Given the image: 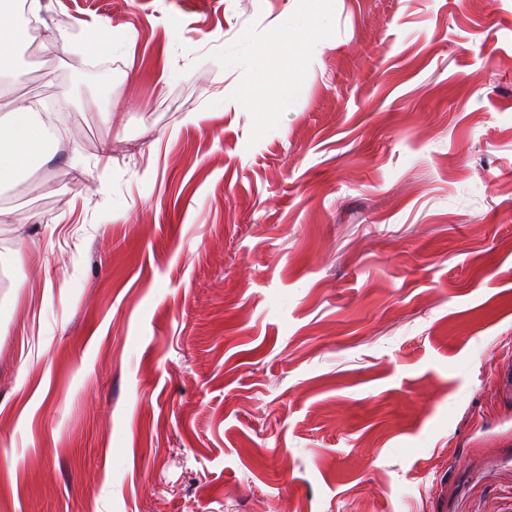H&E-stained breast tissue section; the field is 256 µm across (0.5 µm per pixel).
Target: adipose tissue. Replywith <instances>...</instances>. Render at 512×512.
Listing matches in <instances>:
<instances>
[{
	"label": "adipose tissue",
	"mask_w": 512,
	"mask_h": 512,
	"mask_svg": "<svg viewBox=\"0 0 512 512\" xmlns=\"http://www.w3.org/2000/svg\"><path fill=\"white\" fill-rule=\"evenodd\" d=\"M33 39L38 40L43 51L52 52L65 41L66 35L57 31L34 36L29 25L15 22L10 0H0L1 73L10 70L13 65L12 48ZM33 109V102H24L14 110L12 123L5 127L0 126V179H23L34 163L45 158L46 141H58L62 138L60 129L31 122L29 115Z\"/></svg>",
	"instance_id": "adipose-tissue-1"
}]
</instances>
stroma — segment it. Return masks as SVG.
<instances>
[{
  "label": "stroma",
  "mask_w": 512,
  "mask_h": 512,
  "mask_svg": "<svg viewBox=\"0 0 512 512\" xmlns=\"http://www.w3.org/2000/svg\"><path fill=\"white\" fill-rule=\"evenodd\" d=\"M42 2L0 512H512V0Z\"/></svg>",
  "instance_id": "obj_1"
}]
</instances>
